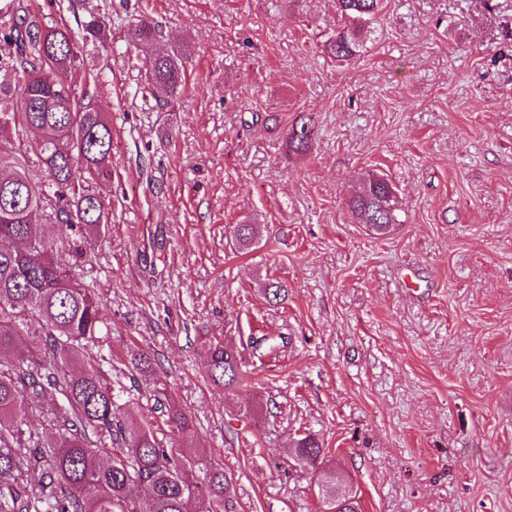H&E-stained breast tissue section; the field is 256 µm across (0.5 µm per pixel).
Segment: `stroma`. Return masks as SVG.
<instances>
[{
    "instance_id": "35a3bbf8",
    "label": "stroma",
    "mask_w": 512,
    "mask_h": 512,
    "mask_svg": "<svg viewBox=\"0 0 512 512\" xmlns=\"http://www.w3.org/2000/svg\"><path fill=\"white\" fill-rule=\"evenodd\" d=\"M35 3L72 28L112 19L84 55L112 222L78 272L101 304L90 361L137 421L232 474V512H317L318 472L288 455L305 433L364 512H512V0H384L343 65L333 0ZM141 18L190 49L166 105L131 43ZM301 115L313 145L294 155ZM372 172L397 192L384 235L348 207ZM217 341L242 386L210 383Z\"/></svg>"
}]
</instances>
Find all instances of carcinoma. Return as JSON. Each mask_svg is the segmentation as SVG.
Returning <instances> with one entry per match:
<instances>
[{
	"label": "carcinoma",
	"mask_w": 512,
	"mask_h": 512,
	"mask_svg": "<svg viewBox=\"0 0 512 512\" xmlns=\"http://www.w3.org/2000/svg\"><path fill=\"white\" fill-rule=\"evenodd\" d=\"M384 0H336L345 19L329 42L330 54L348 61L360 53L361 36L383 10ZM0 28V512H224L231 480L218 468L199 483V456L175 453L155 430L117 413L114 387L84 362L100 335V302L75 273L86 245L104 237L110 213L93 186L112 178V127L106 113L87 96L84 51L106 46L109 19L92 12L73 31L10 0ZM158 26L139 19L131 29L134 46L153 62L148 79L169 103L184 88L186 52L156 48ZM314 128L293 125L288 147L309 150ZM39 134L36 160L22 142ZM349 206L357 221L384 233L399 223L394 189L379 175L364 182ZM62 224L76 236L51 249L35 232ZM243 248L255 241L251 224L233 229ZM208 376L217 385H242L240 353L228 345L206 349ZM35 417L53 438L22 427ZM324 448L311 435L292 443L301 468L321 465ZM320 512H361L359 498L336 493L328 472L318 483Z\"/></svg>",
	"instance_id": "1"
}]
</instances>
